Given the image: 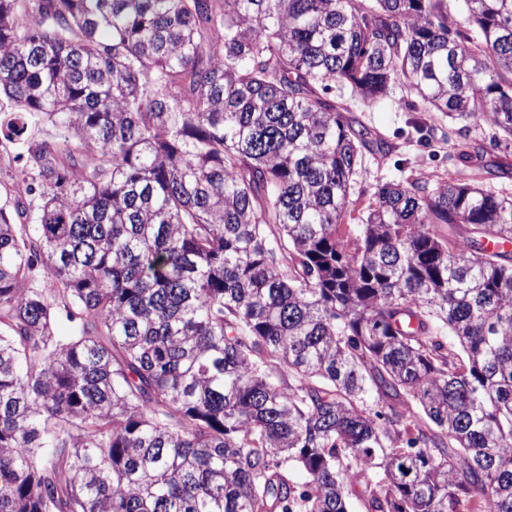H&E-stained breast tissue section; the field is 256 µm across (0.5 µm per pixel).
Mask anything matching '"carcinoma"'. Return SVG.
<instances>
[{
  "mask_svg": "<svg viewBox=\"0 0 512 512\" xmlns=\"http://www.w3.org/2000/svg\"><path fill=\"white\" fill-rule=\"evenodd\" d=\"M465 2L0 0V512H512V194L352 216L385 142L328 98L512 139V0ZM26 145H8L6 151L0 147V205H5L7 212L10 214L15 224H29L28 220L24 217H19L15 210V200L20 192H15V188L12 186V181L8 177L7 171L11 167H15L13 158L18 153H25ZM11 162V167H10Z\"/></svg>",
  "mask_w": 512,
  "mask_h": 512,
  "instance_id": "1",
  "label": "carcinoma"
}]
</instances>
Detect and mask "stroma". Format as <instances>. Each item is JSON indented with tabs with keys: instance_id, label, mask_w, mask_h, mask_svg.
<instances>
[{
	"instance_id": "1",
	"label": "stroma",
	"mask_w": 512,
	"mask_h": 512,
	"mask_svg": "<svg viewBox=\"0 0 512 512\" xmlns=\"http://www.w3.org/2000/svg\"><path fill=\"white\" fill-rule=\"evenodd\" d=\"M395 94L403 100L397 109L385 104L362 106L341 86L332 92L362 124L390 145L384 154L365 153L352 184L351 199L356 206L366 205L376 186L386 182L410 177L433 183L456 176L452 146L465 137L487 145L486 170L469 173V180L512 193V143L491 144L483 127L464 125L440 112L423 111L421 100L404 88H396Z\"/></svg>"
}]
</instances>
